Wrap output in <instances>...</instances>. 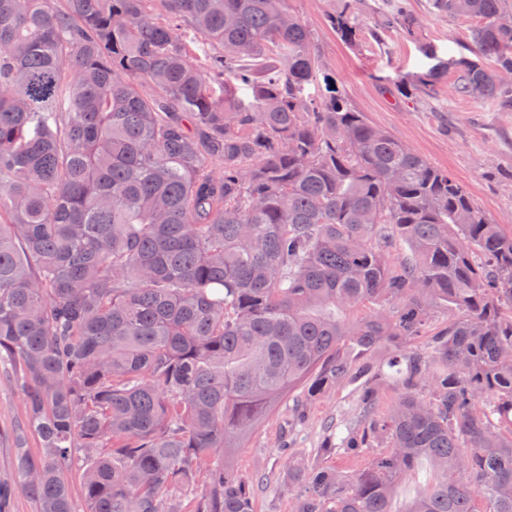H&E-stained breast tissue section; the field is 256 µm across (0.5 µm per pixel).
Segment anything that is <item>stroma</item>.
I'll return each mask as SVG.
<instances>
[{"mask_svg": "<svg viewBox=\"0 0 512 512\" xmlns=\"http://www.w3.org/2000/svg\"><path fill=\"white\" fill-rule=\"evenodd\" d=\"M392 3L288 0V7L312 32L323 68L335 75L357 110L433 165L448 169L494 223L512 230V105L460 99L444 86L433 94L398 92L430 69L425 46L445 60L471 56L468 20L431 13L428 0H407L421 22L417 34L408 37L381 27ZM349 8L362 27L353 46L340 42L328 23L331 12ZM356 408V396L335 389L301 403L287 396L276 405L230 456L235 472L253 486L254 512H295L289 460L316 457L328 440L329 422L341 415L354 418ZM24 424L23 393L10 370L0 367V479L13 475L12 433Z\"/></svg>", "mask_w": 512, "mask_h": 512, "instance_id": "1", "label": "stroma"}]
</instances>
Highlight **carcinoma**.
<instances>
[{
  "instance_id": "obj_1",
  "label": "carcinoma",
  "mask_w": 512,
  "mask_h": 512,
  "mask_svg": "<svg viewBox=\"0 0 512 512\" xmlns=\"http://www.w3.org/2000/svg\"><path fill=\"white\" fill-rule=\"evenodd\" d=\"M287 2L0 0V363L37 512H76V452L83 512H183L202 474L190 512H254L229 451L283 395L354 384L390 344L326 448L370 460L293 461L296 512H392L419 465L404 512H512V231L354 109ZM429 6L475 21V58L417 85L512 99V4ZM390 16L413 33L403 3ZM330 24L361 38L351 13Z\"/></svg>"
}]
</instances>
